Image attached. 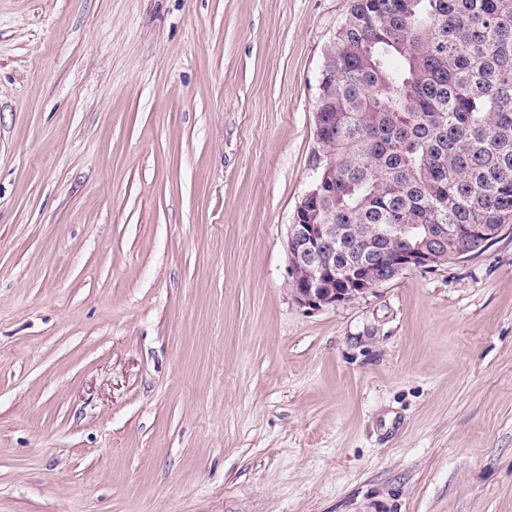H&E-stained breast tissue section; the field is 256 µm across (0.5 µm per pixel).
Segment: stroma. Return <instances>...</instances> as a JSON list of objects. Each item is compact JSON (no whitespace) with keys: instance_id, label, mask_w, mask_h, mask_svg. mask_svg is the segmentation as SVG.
I'll return each mask as SVG.
<instances>
[{"instance_id":"stroma-1","label":"stroma","mask_w":512,"mask_h":512,"mask_svg":"<svg viewBox=\"0 0 512 512\" xmlns=\"http://www.w3.org/2000/svg\"><path fill=\"white\" fill-rule=\"evenodd\" d=\"M347 0H0V512H512V229L309 312Z\"/></svg>"}]
</instances>
